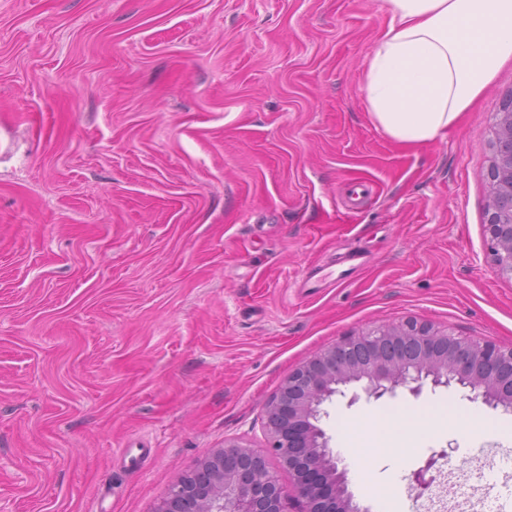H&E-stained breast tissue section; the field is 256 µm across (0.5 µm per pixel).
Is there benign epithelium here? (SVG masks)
Instances as JSON below:
<instances>
[{
  "instance_id": "obj_1",
  "label": "benign epithelium",
  "mask_w": 512,
  "mask_h": 512,
  "mask_svg": "<svg viewBox=\"0 0 512 512\" xmlns=\"http://www.w3.org/2000/svg\"><path fill=\"white\" fill-rule=\"evenodd\" d=\"M494 123L490 167L500 184L488 191L486 225L496 271L512 278V97ZM470 389L494 408L512 412V348L475 341L428 323L407 320L361 329L321 350L288 374L263 414L267 448L229 440L174 480L155 512H288L289 500L303 512H362L348 491L346 471L318 425L320 406L350 383L364 384L376 398L406 388L414 395L426 381ZM294 476L292 489L268 466V453ZM441 456L431 455L411 473L424 493Z\"/></svg>"
}]
</instances>
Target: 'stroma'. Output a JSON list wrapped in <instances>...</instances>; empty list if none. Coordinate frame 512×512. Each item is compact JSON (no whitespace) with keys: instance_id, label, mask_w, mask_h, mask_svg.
<instances>
[{"instance_id":"35a3bbf8","label":"stroma","mask_w":512,"mask_h":512,"mask_svg":"<svg viewBox=\"0 0 512 512\" xmlns=\"http://www.w3.org/2000/svg\"><path fill=\"white\" fill-rule=\"evenodd\" d=\"M386 21L383 0H0V512H154L225 441L266 447L288 373L366 327L512 347L485 214L512 62L405 148L364 102ZM322 409L365 512H512V413L359 383ZM440 456L438 454H432L426 461L425 464L411 473V481L414 484V488L419 490L418 494H423L435 481L434 475H427L436 466Z\"/></svg>"}]
</instances>
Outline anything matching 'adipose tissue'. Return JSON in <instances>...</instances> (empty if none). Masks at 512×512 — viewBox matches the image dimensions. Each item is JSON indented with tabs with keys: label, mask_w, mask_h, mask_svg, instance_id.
Wrapping results in <instances>:
<instances>
[{
	"label": "adipose tissue",
	"mask_w": 512,
	"mask_h": 512,
	"mask_svg": "<svg viewBox=\"0 0 512 512\" xmlns=\"http://www.w3.org/2000/svg\"><path fill=\"white\" fill-rule=\"evenodd\" d=\"M389 24L364 67L373 123L404 147L449 131L512 61V0H384Z\"/></svg>",
	"instance_id": "obj_1"
}]
</instances>
